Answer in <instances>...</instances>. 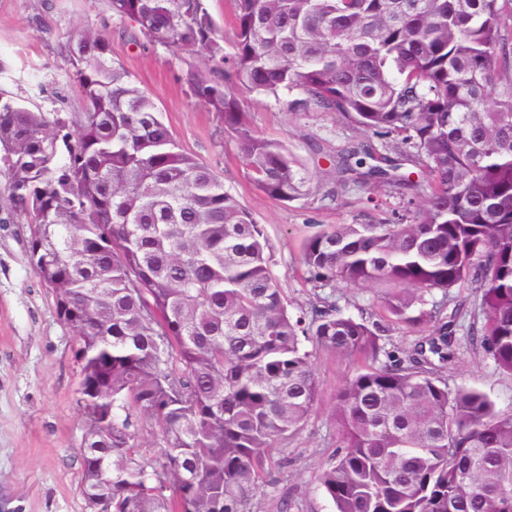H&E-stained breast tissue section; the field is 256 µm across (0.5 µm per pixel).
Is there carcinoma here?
I'll return each instance as SVG.
<instances>
[{"mask_svg":"<svg viewBox=\"0 0 512 512\" xmlns=\"http://www.w3.org/2000/svg\"><path fill=\"white\" fill-rule=\"evenodd\" d=\"M232 52L207 0H108L135 45L197 55L182 75L245 156L255 187L307 199L314 175L259 136L235 92L335 112L400 139L336 150V185L430 191L390 217L320 228L302 245L313 287L377 289L384 318L330 295L288 311L263 225L183 152L153 99L90 31L67 55L77 112L49 115L0 92V170L29 227V260L77 338L76 402L90 512H252L279 444L311 415L314 354L352 362L336 391L340 439L318 475L336 512H512V414L441 375L455 341L452 289L469 283L473 343L512 374V0H234ZM442 294L433 300L434 292ZM394 325L431 333L404 356ZM310 343L311 349L305 348ZM146 427L157 449L136 439Z\"/></svg>","mask_w":512,"mask_h":512,"instance_id":"carcinoma-1","label":"carcinoma"}]
</instances>
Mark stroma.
I'll return each mask as SVG.
<instances>
[{
	"mask_svg": "<svg viewBox=\"0 0 512 512\" xmlns=\"http://www.w3.org/2000/svg\"><path fill=\"white\" fill-rule=\"evenodd\" d=\"M87 30L107 36L113 60L154 98L181 148L207 164L225 190L264 225L273 246L272 273L291 313L308 311L314 300L300 261L307 236L323 225L391 216L428 192L429 179L420 172L413 176V187L355 184L326 207L314 198L270 199L250 181L235 135L223 130L216 115L190 98L180 82L189 56L162 45L139 49L129 39L130 23L114 18L107 0H0V89L43 112L78 111L65 46ZM302 97L294 89L282 91L276 100L255 94L241 100L251 126L261 136L285 140L314 172L322 192L334 174L330 157L338 147L352 139L380 144L384 138L333 112L292 110ZM4 185L0 175V512H86L77 341L56 313L51 288L30 265L28 228L23 217L10 211ZM448 307L459 312L454 356L444 370L449 385L475 387L498 411L512 414V375L500 371L466 337L469 326L483 320L475 289H455ZM313 364L320 400L303 429L282 442L288 467L272 472L253 501L254 512H277L284 498L300 512H335L316 476L339 446L333 401L351 367L323 353L314 356Z\"/></svg>",
	"mask_w": 512,
	"mask_h": 512,
	"instance_id": "stroma-1",
	"label": "stroma"
}]
</instances>
